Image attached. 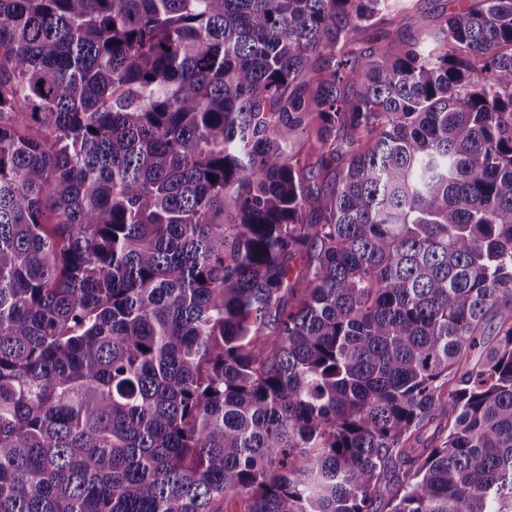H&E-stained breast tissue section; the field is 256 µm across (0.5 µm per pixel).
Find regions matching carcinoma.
<instances>
[{
	"label": "carcinoma",
	"instance_id": "carcinoma-1",
	"mask_svg": "<svg viewBox=\"0 0 512 512\" xmlns=\"http://www.w3.org/2000/svg\"><path fill=\"white\" fill-rule=\"evenodd\" d=\"M476 2L0 0V512H512ZM404 3L402 0L386 1L383 20L359 35L361 46L387 48L398 41L400 35L416 32L421 26L431 29L438 15H449L467 5V2L457 0H413Z\"/></svg>",
	"mask_w": 512,
	"mask_h": 512
}]
</instances>
